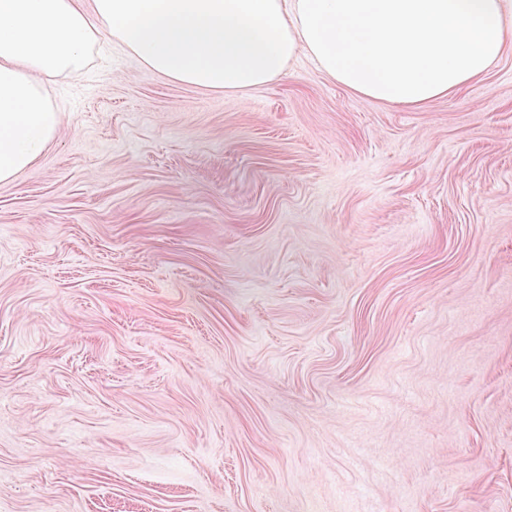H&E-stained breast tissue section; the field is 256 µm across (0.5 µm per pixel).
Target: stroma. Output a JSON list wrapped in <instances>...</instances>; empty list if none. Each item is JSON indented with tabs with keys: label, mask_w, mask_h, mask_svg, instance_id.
Instances as JSON below:
<instances>
[{
	"label": "stroma",
	"mask_w": 512,
	"mask_h": 512,
	"mask_svg": "<svg viewBox=\"0 0 512 512\" xmlns=\"http://www.w3.org/2000/svg\"><path fill=\"white\" fill-rule=\"evenodd\" d=\"M0 183V512H512V50L422 109L94 47Z\"/></svg>",
	"instance_id": "stroma-1"
}]
</instances>
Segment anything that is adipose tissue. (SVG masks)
<instances>
[{"mask_svg": "<svg viewBox=\"0 0 512 512\" xmlns=\"http://www.w3.org/2000/svg\"><path fill=\"white\" fill-rule=\"evenodd\" d=\"M104 40L188 86L244 92L303 54L356 94L422 107L512 49V0H0V182L60 125L44 79Z\"/></svg>", "mask_w": 512, "mask_h": 512, "instance_id": "ef3b65f1", "label": "adipose tissue"}]
</instances>
